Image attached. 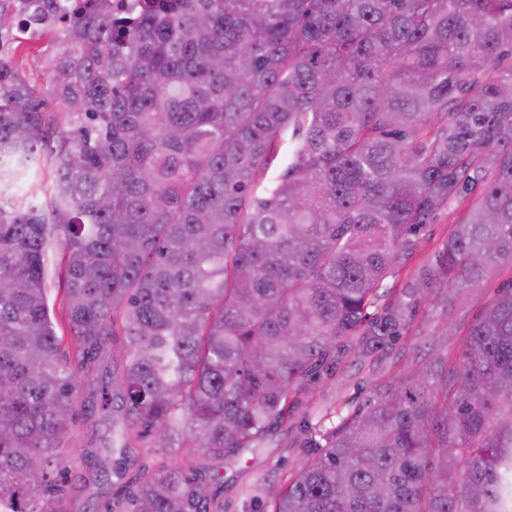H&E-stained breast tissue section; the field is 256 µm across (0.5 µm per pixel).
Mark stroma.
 <instances>
[{
  "mask_svg": "<svg viewBox=\"0 0 512 512\" xmlns=\"http://www.w3.org/2000/svg\"><path fill=\"white\" fill-rule=\"evenodd\" d=\"M55 44V39L50 36L34 42L24 41L10 55L26 78L38 88L46 86V63ZM471 202L468 196L459 199L421 228L418 247L395 276L385 280V287L399 290L419 269L433 265L449 233ZM511 279L512 268L495 266L478 292L459 293L452 306H444L437 296L424 299L416 322L399 340L390 357L376 363L352 358L336 374L314 380L306 393L300 395L295 416L265 437L257 448L245 452L240 462L222 466L218 461H211V468L220 469L224 476L222 483L209 486L215 504L223 506L224 512H249L248 502L256 479L280 482L297 470L308 454L302 421L315 418L317 408L348 412L368 398L375 380L396 379L414 362L430 364L458 356L463 336L477 313L478 296L492 297L499 286ZM111 437V418L99 415L94 421L81 419L70 425L62 444L64 449H73L80 454H97ZM155 444V439L150 436L133 437L134 451L126 463L125 474L112 475L106 485L74 484L71 496L75 512H104L107 502L116 500L121 488L141 469L162 465L172 467L186 461V449L176 448L162 455L156 453Z\"/></svg>",
  "mask_w": 512,
  "mask_h": 512,
  "instance_id": "1",
  "label": "stroma"
}]
</instances>
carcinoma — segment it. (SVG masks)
<instances>
[{"instance_id": "carcinoma-1", "label": "carcinoma", "mask_w": 512, "mask_h": 512, "mask_svg": "<svg viewBox=\"0 0 512 512\" xmlns=\"http://www.w3.org/2000/svg\"><path fill=\"white\" fill-rule=\"evenodd\" d=\"M55 111L0 57V512H61L74 354L113 343L108 476L133 433L227 463L312 378L391 355L419 299L512 268V0H47ZM290 135L288 165L264 185ZM49 170L44 202L18 183ZM478 192L437 263L380 293L419 229ZM374 312H368L369 308ZM254 512H512V282L459 356L303 425ZM123 512H215L199 465L143 469ZM58 253L54 249H50L48 254L47 268H48V277L47 282L49 286V304L50 308L54 306L56 313V321H57V331L59 335L64 334V336H69V330L67 322L64 318V314L61 309V305L59 304L60 299L63 295V290L59 288H63L61 282L58 281L57 278V261H58Z\"/></svg>"}]
</instances>
